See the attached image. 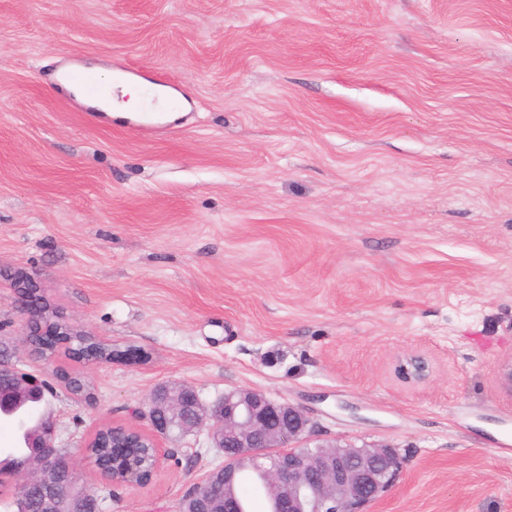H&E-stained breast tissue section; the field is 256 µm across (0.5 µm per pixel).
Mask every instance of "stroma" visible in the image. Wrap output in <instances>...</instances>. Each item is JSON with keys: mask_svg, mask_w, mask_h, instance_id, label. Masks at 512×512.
<instances>
[{"mask_svg": "<svg viewBox=\"0 0 512 512\" xmlns=\"http://www.w3.org/2000/svg\"><path fill=\"white\" fill-rule=\"evenodd\" d=\"M73 62L187 112L92 118L56 89ZM0 268V349L51 387L0 419V459L52 417L106 512H175L222 464L206 427L161 438L142 486L84 452L104 424L150 432L173 382L395 448L372 512H512V0H0ZM17 269L112 360L34 352Z\"/></svg>", "mask_w": 512, "mask_h": 512, "instance_id": "35a3bbf8", "label": "stroma"}]
</instances>
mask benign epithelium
I'll return each mask as SVG.
<instances>
[{
    "label": "benign epithelium",
    "instance_id": "obj_1",
    "mask_svg": "<svg viewBox=\"0 0 512 512\" xmlns=\"http://www.w3.org/2000/svg\"><path fill=\"white\" fill-rule=\"evenodd\" d=\"M27 336H40V348L56 347V332L42 327L46 311L37 303L22 308ZM49 390L38 376L20 371L6 355L0 356V416L10 417L30 398ZM148 416L152 447L167 436L168 422L183 421L186 431L212 422L215 447L224 451V499L202 495L209 484L204 479L183 496L193 506L191 512H240L235 488L247 468L264 464L265 478L275 493L277 512H370L397 482L403 459L387 445L347 448L318 445L316 454L299 443L308 439L310 419L297 406L278 402L261 391L237 389L207 407L200 398L183 404L169 396L154 394ZM56 422L46 418L31 432L29 453L11 465L9 480L15 497L24 499L33 492L42 512H53L59 503L71 512H86V489L75 475L73 458L55 445Z\"/></svg>",
    "mask_w": 512,
    "mask_h": 512
}]
</instances>
